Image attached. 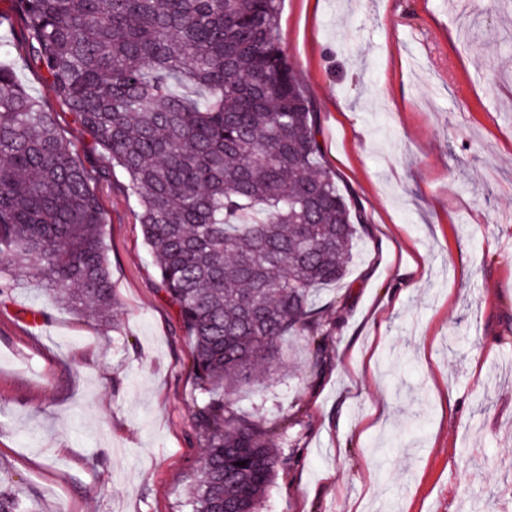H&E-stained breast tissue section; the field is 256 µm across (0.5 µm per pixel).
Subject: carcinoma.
<instances>
[{
  "label": "carcinoma",
  "instance_id": "carcinoma-1",
  "mask_svg": "<svg viewBox=\"0 0 512 512\" xmlns=\"http://www.w3.org/2000/svg\"><path fill=\"white\" fill-rule=\"evenodd\" d=\"M14 2L29 61L97 151L79 159L0 43V295L7 267L34 268L60 303L109 315L97 188L120 170L191 346L194 512H259L283 460L267 422L224 392L314 331L313 293L344 278L358 233L279 44L281 0ZM0 512H22L8 488Z\"/></svg>",
  "mask_w": 512,
  "mask_h": 512
}]
</instances>
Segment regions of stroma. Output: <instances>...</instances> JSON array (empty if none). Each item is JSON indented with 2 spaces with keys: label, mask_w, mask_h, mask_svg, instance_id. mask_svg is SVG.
Segmentation results:
<instances>
[{
  "label": "stroma",
  "mask_w": 512,
  "mask_h": 512,
  "mask_svg": "<svg viewBox=\"0 0 512 512\" xmlns=\"http://www.w3.org/2000/svg\"><path fill=\"white\" fill-rule=\"evenodd\" d=\"M278 38L364 226L313 302L321 352L286 338L232 397L291 419L261 512H512V0H282ZM0 39L91 154L13 0ZM100 198L112 319L24 273L0 296V482L24 512H192L190 348L124 175Z\"/></svg>",
  "instance_id": "1"
}]
</instances>
